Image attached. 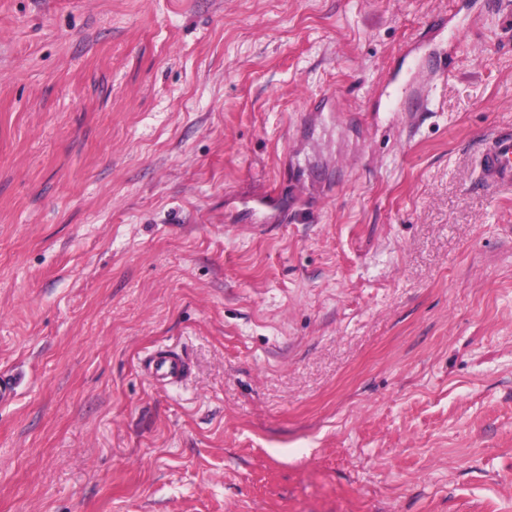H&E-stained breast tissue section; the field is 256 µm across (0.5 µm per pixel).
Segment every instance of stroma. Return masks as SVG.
Here are the masks:
<instances>
[{
    "label": "stroma",
    "mask_w": 512,
    "mask_h": 512,
    "mask_svg": "<svg viewBox=\"0 0 512 512\" xmlns=\"http://www.w3.org/2000/svg\"><path fill=\"white\" fill-rule=\"evenodd\" d=\"M507 126L512 0H0V512H512ZM483 179L493 187L512 188V131L495 130L480 157ZM185 359L171 350H160L147 355L143 362V373L155 383L175 385L188 373Z\"/></svg>",
    "instance_id": "1"
}]
</instances>
